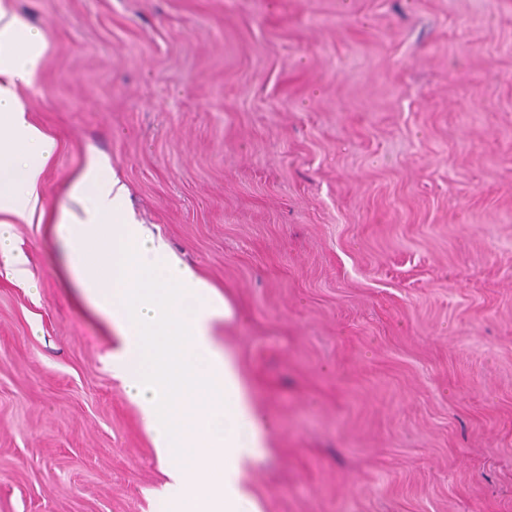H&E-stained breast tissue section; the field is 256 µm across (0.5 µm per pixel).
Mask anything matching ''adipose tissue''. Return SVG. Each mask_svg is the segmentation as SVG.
<instances>
[{"label":"adipose tissue","instance_id":"1","mask_svg":"<svg viewBox=\"0 0 512 512\" xmlns=\"http://www.w3.org/2000/svg\"><path fill=\"white\" fill-rule=\"evenodd\" d=\"M49 42L0 0V255L19 278L26 256L8 227L50 218L83 295L112 328V369L128 386L166 481L155 512H260L246 482L270 429L231 356L213 336L231 315L220 293L151 234L108 161L88 150L67 201L46 215L40 195L54 137L30 116Z\"/></svg>","mask_w":512,"mask_h":512}]
</instances>
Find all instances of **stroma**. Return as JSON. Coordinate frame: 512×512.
Wrapping results in <instances>:
<instances>
[{"label":"stroma","instance_id":"1","mask_svg":"<svg viewBox=\"0 0 512 512\" xmlns=\"http://www.w3.org/2000/svg\"><path fill=\"white\" fill-rule=\"evenodd\" d=\"M57 206L88 148L223 294L262 512H512V0H18ZM0 260V512L165 480L51 224Z\"/></svg>","mask_w":512,"mask_h":512}]
</instances>
